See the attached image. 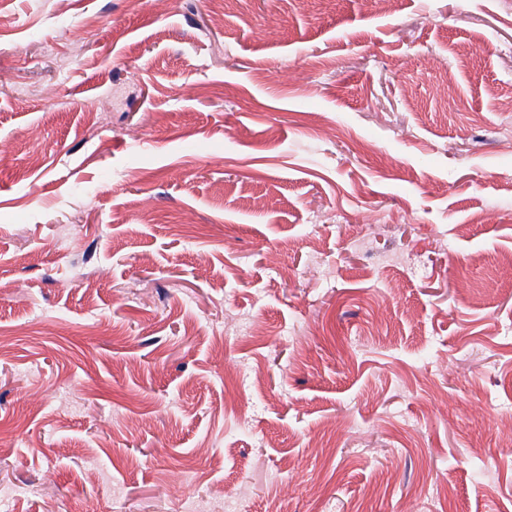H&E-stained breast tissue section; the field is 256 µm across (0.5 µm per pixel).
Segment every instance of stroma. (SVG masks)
Segmentation results:
<instances>
[{
	"label": "stroma",
	"mask_w": 512,
	"mask_h": 512,
	"mask_svg": "<svg viewBox=\"0 0 512 512\" xmlns=\"http://www.w3.org/2000/svg\"><path fill=\"white\" fill-rule=\"evenodd\" d=\"M18 484L512 512V0H0Z\"/></svg>",
	"instance_id": "obj_1"
}]
</instances>
